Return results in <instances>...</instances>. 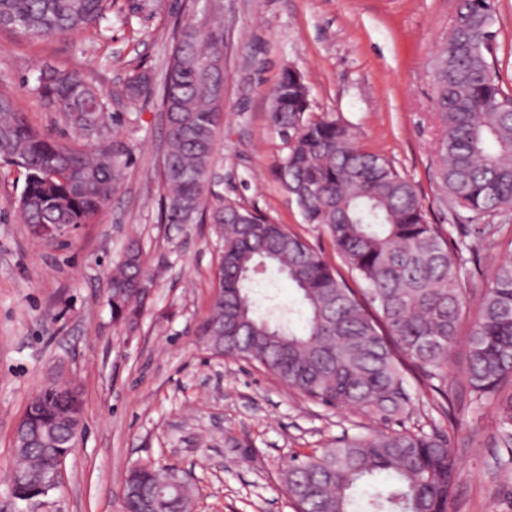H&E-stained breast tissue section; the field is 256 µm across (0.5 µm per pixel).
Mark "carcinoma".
<instances>
[{
  "instance_id": "carcinoma-1",
  "label": "carcinoma",
  "mask_w": 512,
  "mask_h": 512,
  "mask_svg": "<svg viewBox=\"0 0 512 512\" xmlns=\"http://www.w3.org/2000/svg\"><path fill=\"white\" fill-rule=\"evenodd\" d=\"M112 0H0V27L32 37H66L109 20ZM490 0H462L435 56V177L448 207L466 213L467 227L496 244L505 224L486 218L512 211V91L503 88L491 42ZM223 33L183 29L159 93L167 111L161 167L160 222L181 226L209 219L218 226L219 292L196 336L273 375L320 405L356 407L384 421L416 403L408 375L434 391L448 385L466 300L464 259L440 225L429 222L413 185L386 157L365 151L335 116L312 117L304 76L284 71L271 92L270 120L287 153L279 178L304 222L323 227L337 254L363 284L351 288L304 239L255 209L209 201L217 130L224 113L202 81L206 62L221 52ZM42 98L58 106L83 135L102 137L105 96L75 70L37 78ZM153 92L144 73L123 89L130 102ZM130 149L120 143L87 151L45 136L25 121L16 101L0 96V159L24 176L19 206L37 240L50 244L57 226L93 222L111 198ZM284 275L300 308L272 319L256 315L251 284L264 270ZM139 242L128 243L112 271L113 317L136 322L146 294ZM304 318L297 330L291 314ZM465 383L476 403L498 410L501 465H512V261L500 263L478 300L467 340ZM34 418L54 437L16 449L14 467L36 473L71 452L65 431L78 403L46 388ZM166 470L132 468L119 489L125 512H142L161 496V512H191L184 496L160 488ZM457 477L448 434L380 430L343 436L313 455L296 456L286 471L297 512H352V493L373 489L364 512H452Z\"/></svg>"
}]
</instances>
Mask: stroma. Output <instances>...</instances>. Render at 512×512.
Wrapping results in <instances>:
<instances>
[{
	"instance_id": "obj_1",
	"label": "stroma",
	"mask_w": 512,
	"mask_h": 512,
	"mask_svg": "<svg viewBox=\"0 0 512 512\" xmlns=\"http://www.w3.org/2000/svg\"><path fill=\"white\" fill-rule=\"evenodd\" d=\"M461 0H114L102 37L32 39L0 28V95L13 97L42 133L84 148L91 142L36 91L47 69L79 71L101 89L115 118L106 137L131 160L95 221L47 247L19 219L23 177L0 162V512H123L130 468L172 465L197 488V512H295L285 490L291 457L341 435L439 426L456 458V512H512L503 493L493 404L472 402L457 348L445 394L417 386L410 416L383 422L356 408L329 410L242 361L212 356L196 336L216 286L222 242L211 224L158 221L164 116L157 97L126 100L136 72L160 85L174 29L220 25L224 34V124L217 136L215 192L286 225L334 266L327 233L304 223L277 168L284 140L270 122V92L300 71L313 112L339 117L362 149L389 158L416 187L431 223L465 240L467 336L493 269L512 256V233L494 247L461 237L435 178L433 66ZM494 53L512 90V0H492ZM138 240L151 293L137 326L112 318L109 276ZM67 382L83 406V435L67 456L63 483L33 506L9 493L12 435L30 396ZM452 402V417L438 407Z\"/></svg>"
}]
</instances>
